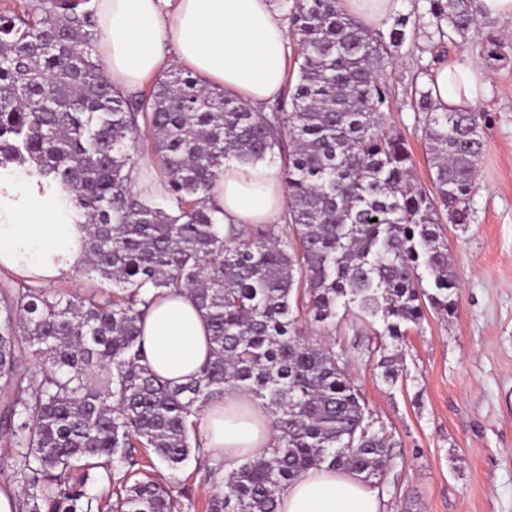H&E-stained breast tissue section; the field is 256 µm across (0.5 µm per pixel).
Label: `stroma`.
I'll use <instances>...</instances> for the list:
<instances>
[{"instance_id":"1","label":"stroma","mask_w":512,"mask_h":512,"mask_svg":"<svg viewBox=\"0 0 512 512\" xmlns=\"http://www.w3.org/2000/svg\"><path fill=\"white\" fill-rule=\"evenodd\" d=\"M503 41L497 59L491 40ZM427 38L411 28L382 78L385 123L409 143L416 185L429 187L423 116L411 90L429 64ZM448 63L486 71L492 84L472 109L485 141L468 200V220L447 224L458 275L453 318L426 310L402 344L409 376L387 385L360 353L348 320L329 340L343 349L372 412L395 433L382 512H512V21L479 15L468 35L447 44Z\"/></svg>"}]
</instances>
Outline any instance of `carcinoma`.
Here are the masks:
<instances>
[{"label": "carcinoma", "instance_id": "1", "mask_svg": "<svg viewBox=\"0 0 512 512\" xmlns=\"http://www.w3.org/2000/svg\"><path fill=\"white\" fill-rule=\"evenodd\" d=\"M288 20L297 82L262 112L180 69L139 97L117 91L97 54L92 0L0 12V169L29 164L64 217L88 226L74 273L104 283L70 295L0 281V433L21 488L16 512H181L170 483L206 456L192 416L235 390L266 410L274 445L225 475L209 468L218 491L206 512H277L281 490L310 468L384 484L394 433L324 335L342 307L371 357L385 337L404 341L425 307L455 314L440 212L466 223L484 137L472 113L439 112L430 88L414 87L432 183L417 187L412 151L382 112L381 75L409 18L384 32L340 0H291ZM416 21L430 29L433 55L477 14L472 0H423ZM143 148L159 165L160 195L136 188L150 177L137 161ZM277 157L283 223L224 228L211 204L224 166ZM183 291L210 322L211 357L198 377L171 385L146 364L140 323ZM378 366L387 383L403 376L396 355ZM156 460L168 481L151 476ZM78 469L96 473L108 501L72 481Z\"/></svg>", "mask_w": 512, "mask_h": 512}]
</instances>
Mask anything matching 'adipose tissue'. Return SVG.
<instances>
[{
	"label": "adipose tissue",
	"mask_w": 512,
	"mask_h": 512,
	"mask_svg": "<svg viewBox=\"0 0 512 512\" xmlns=\"http://www.w3.org/2000/svg\"><path fill=\"white\" fill-rule=\"evenodd\" d=\"M93 2L98 52L118 90L174 65L259 110L282 92L288 31L273 0ZM488 85L486 74L464 63L435 69L429 83L441 112L467 111ZM213 201L228 224H277L287 208L277 170L266 162L225 170ZM87 240V225L65 223L58 199L27 177L12 178L0 193V275L51 287L83 258ZM210 335L193 296L164 298L142 326L150 369L171 384L188 382L210 358ZM195 423L206 450L228 461L260 455L273 442L266 417L240 392L201 407ZM278 512H380V498L350 471L312 468L281 492Z\"/></svg>",
	"instance_id": "adipose-tissue-1"
}]
</instances>
